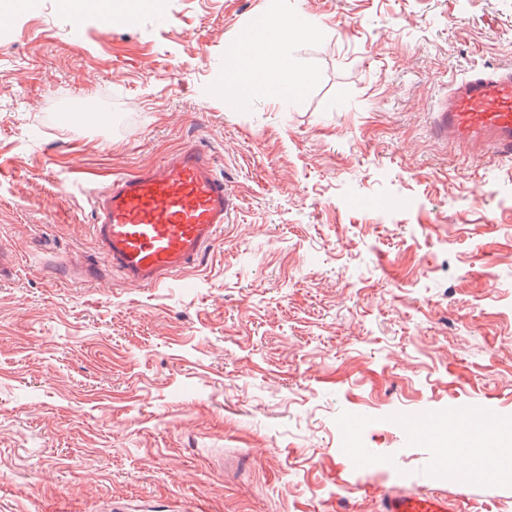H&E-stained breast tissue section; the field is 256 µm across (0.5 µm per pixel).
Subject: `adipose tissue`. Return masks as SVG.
Returning a JSON list of instances; mask_svg holds the SVG:
<instances>
[{"label":"adipose tissue","instance_id":"adipose-tissue-1","mask_svg":"<svg viewBox=\"0 0 512 512\" xmlns=\"http://www.w3.org/2000/svg\"><path fill=\"white\" fill-rule=\"evenodd\" d=\"M266 26L260 32L246 31L241 50L233 52L232 65L225 73L226 85L234 88L242 106L253 104L266 88L281 87L282 80L297 76L306 83V75L297 74L285 50L286 37L281 33L284 13L267 11Z\"/></svg>","mask_w":512,"mask_h":512}]
</instances>
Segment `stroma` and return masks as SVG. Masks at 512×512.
Segmentation results:
<instances>
[{
  "label": "stroma",
  "mask_w": 512,
  "mask_h": 512,
  "mask_svg": "<svg viewBox=\"0 0 512 512\" xmlns=\"http://www.w3.org/2000/svg\"><path fill=\"white\" fill-rule=\"evenodd\" d=\"M124 2L0 19V512H512V442L467 426L512 431V159L429 131L449 73L512 68V0H136L102 33ZM273 7L321 26L287 46L306 88L228 110ZM188 146L238 191L202 263L79 281L91 192ZM448 498L431 492H409L390 488L380 503L381 512H447Z\"/></svg>",
  "instance_id": "35a3bbf8"
}]
</instances>
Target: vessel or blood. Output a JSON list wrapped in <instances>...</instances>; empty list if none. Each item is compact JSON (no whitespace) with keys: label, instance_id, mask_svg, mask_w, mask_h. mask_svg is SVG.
I'll list each match as a JSON object with an SVG mask.
<instances>
[{"label":"vessel or blood","instance_id":"1","mask_svg":"<svg viewBox=\"0 0 512 512\" xmlns=\"http://www.w3.org/2000/svg\"><path fill=\"white\" fill-rule=\"evenodd\" d=\"M433 137L457 146L512 157V69L483 68L448 79V94L431 114ZM237 194L218 177L211 157L179 150L156 167L112 179L94 193L92 233L99 266L126 283L160 288L194 268L228 223ZM447 497L388 489L380 512H448Z\"/></svg>","mask_w":512,"mask_h":512}]
</instances>
